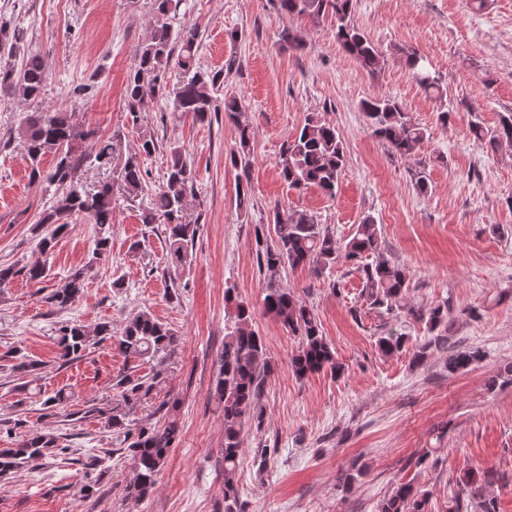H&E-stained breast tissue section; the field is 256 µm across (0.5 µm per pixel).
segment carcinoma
<instances>
[{
	"label": "carcinoma",
	"instance_id": "cac0c4a2",
	"mask_svg": "<svg viewBox=\"0 0 512 512\" xmlns=\"http://www.w3.org/2000/svg\"><path fill=\"white\" fill-rule=\"evenodd\" d=\"M180 0H151L150 36L136 53L124 88L125 111L137 119L145 100L162 97L171 102V112L190 114L203 121L216 111L215 94L224 89V70H205L197 60L198 33L194 29L174 30L172 19ZM273 8L290 18L308 20L314 24L328 19L333 23L336 41L360 67L370 74L382 69L385 60L378 47L352 21L354 0H270ZM281 47L300 51L304 41L292 27L279 34ZM8 51V58L0 56V95L24 101L41 98L51 76L49 62L40 54L23 51L20 30L8 32L0 27V52ZM405 64L417 85L427 93H441L438 81L426 64V57L415 49L403 52ZM246 109L245 102L233 93L224 94V119L238 130L236 149L229 154L232 166L248 174L252 133L249 125L240 122ZM361 110L368 129L382 140L394 155L409 157L430 138L427 127L416 122L401 102L392 97H378L361 101ZM471 133L496 152L503 145H512V113L500 115L498 125L491 131L475 123ZM30 161V178L46 181L59 189L55 200L32 227L38 239L39 252L46 255L53 250L56 240L67 234L78 217L97 225L98 236L88 260L75 269L57 288L44 297V302L56 310L70 308L80 299L86 277L98 264L109 259L112 251V212L115 194L134 198L145 191L147 171L129 158L124 163H113L122 141L119 133L102 140L97 131L77 125L64 112L35 110L29 113L18 129ZM92 148L85 149L88 141ZM52 156L54 165L43 172L40 167L46 156ZM344 145L330 124L309 115L303 126L284 141L276 166L279 176L292 189L301 191L316 187L329 197L336 195L339 178L345 164ZM113 164L112 180L88 191L81 182L82 168L91 165ZM165 182L154 190L153 206L144 217L145 224L162 226L175 281L176 270L189 259L188 247L193 243L199 225L188 220L189 196L193 195L196 171L186 161L182 149L174 146L167 160ZM277 242L274 248L257 253L260 268L269 278L280 269L308 268L315 276L345 260L356 265L362 276L361 296L368 309L388 313L398 307L406 288V275L392 263L382 250L378 225L370 216L357 225L353 235L339 243L336 237L305 211L283 208L272 210ZM368 262H363V259ZM47 265L36 262L27 266L0 265V288L22 277L34 284L47 278ZM265 310L274 314L288 331L299 337V350L292 359V373L303 378L323 369L337 374L341 365L327 342L312 313L290 289L267 288ZM448 305H438L426 312L410 311L415 319L425 323L427 337L415 345L412 360L421 364L435 351L448 346ZM409 338L403 333L390 332L378 339L380 350L386 354L404 350ZM110 343L126 359L151 360L161 354L175 352L178 337L172 329L151 314L141 312L129 319L120 334L112 333V324L103 322L89 334L77 321H65L57 330V359L65 365L81 356L89 346ZM16 361L12 371L20 373L40 369V363L31 360L20 349L9 351ZM483 360L478 348L465 349L448 355L445 368L453 375ZM218 374L213 396L224 413V512H245L239 504L234 472L238 466L243 444L245 422L262 424V410L258 397L271 371L263 338L252 329V314L244 306L235 307V317L226 328L224 348L218 359ZM161 382L159 374L152 377H134L124 374L116 381V390L122 402L128 404L149 398ZM105 428L121 437L119 444L132 454L136 473L126 486L127 495L142 498L149 495L157 481L179 432L176 417L168 418L161 427L141 425L132 427L126 416L109 412L104 416ZM67 447L59 437L44 430L31 438L22 439L9 448H0V479L36 461ZM491 475L485 471L468 469L457 480L459 494L452 499L449 512H468L462 493L477 499L480 512H498L497 500L483 493L491 485ZM426 494L418 492L412 483H400L391 495L379 505V512H426Z\"/></svg>",
	"mask_w": 512,
	"mask_h": 512
}]
</instances>
